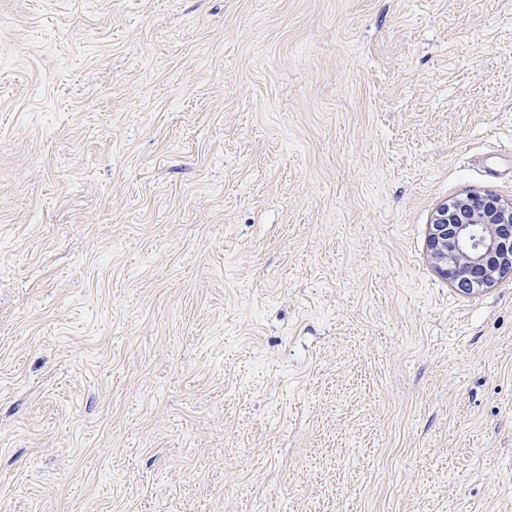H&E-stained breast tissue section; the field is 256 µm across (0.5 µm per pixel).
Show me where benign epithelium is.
I'll use <instances>...</instances> for the list:
<instances>
[{
	"mask_svg": "<svg viewBox=\"0 0 512 512\" xmlns=\"http://www.w3.org/2000/svg\"><path fill=\"white\" fill-rule=\"evenodd\" d=\"M428 248L437 270L460 291L493 286L512 270V204L481 191L440 204Z\"/></svg>",
	"mask_w": 512,
	"mask_h": 512,
	"instance_id": "benign-epithelium-1",
	"label": "benign epithelium"
}]
</instances>
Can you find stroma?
<instances>
[{"instance_id":"stroma-1","label":"stroma","mask_w":512,"mask_h":512,"mask_svg":"<svg viewBox=\"0 0 512 512\" xmlns=\"http://www.w3.org/2000/svg\"><path fill=\"white\" fill-rule=\"evenodd\" d=\"M0 512H512V0H0ZM428 248L437 270L460 291L493 286L512 270V204L481 191L440 204Z\"/></svg>"}]
</instances>
